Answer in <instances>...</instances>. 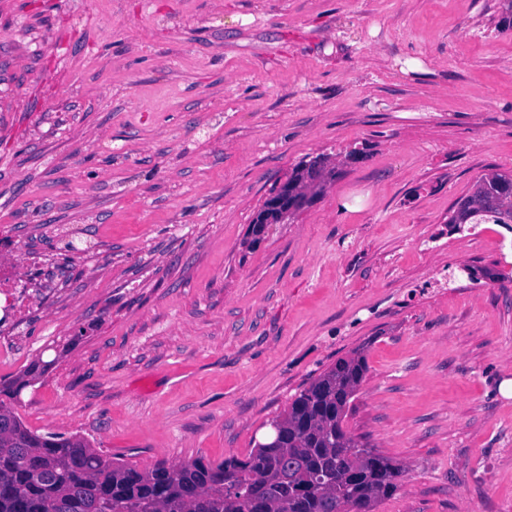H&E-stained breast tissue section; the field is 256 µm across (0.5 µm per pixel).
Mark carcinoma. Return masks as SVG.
<instances>
[{
	"instance_id": "obj_1",
	"label": "carcinoma",
	"mask_w": 512,
	"mask_h": 512,
	"mask_svg": "<svg viewBox=\"0 0 512 512\" xmlns=\"http://www.w3.org/2000/svg\"><path fill=\"white\" fill-rule=\"evenodd\" d=\"M317 156L295 167L292 181L325 164ZM512 174L477 179L454 203L463 224L512 223V193L500 185ZM472 281L509 282L490 269L471 268ZM34 362L12 380L0 379V512H373L401 487L404 467L359 444L345 429L350 400L367 373L362 356L341 358L314 379L278 417L277 448H253L219 462L158 464L148 472L114 462L78 435L38 434L7 408Z\"/></svg>"
}]
</instances>
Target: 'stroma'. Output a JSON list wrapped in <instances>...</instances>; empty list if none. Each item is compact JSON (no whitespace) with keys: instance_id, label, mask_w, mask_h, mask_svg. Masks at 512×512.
Instances as JSON below:
<instances>
[{"instance_id":"stroma-1","label":"stroma","mask_w":512,"mask_h":512,"mask_svg":"<svg viewBox=\"0 0 512 512\" xmlns=\"http://www.w3.org/2000/svg\"><path fill=\"white\" fill-rule=\"evenodd\" d=\"M337 170L248 245L299 163ZM512 0H0V264L41 293L11 407L139 470L245 457L337 359L406 476L375 512H512ZM74 251H67L66 242ZM506 182L512 183V174L491 172L477 179L454 203L455 228H461L460 224H512V192L502 196L499 189Z\"/></svg>"}]
</instances>
